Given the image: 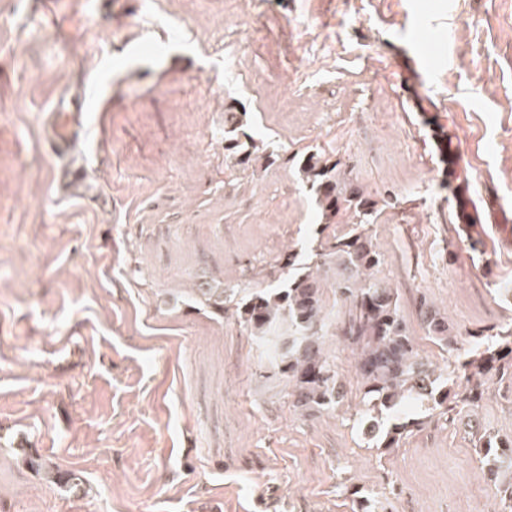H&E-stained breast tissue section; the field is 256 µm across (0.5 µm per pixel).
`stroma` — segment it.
<instances>
[{
	"mask_svg": "<svg viewBox=\"0 0 512 512\" xmlns=\"http://www.w3.org/2000/svg\"><path fill=\"white\" fill-rule=\"evenodd\" d=\"M1 15L0 512H492L464 423L381 453L343 411L293 414L236 316L185 295L202 273L246 285L319 222L292 169L225 159L238 102L262 150L354 164L424 358L442 361L420 296L463 329L512 321V0H0ZM427 29L445 44L409 65ZM77 82L94 191L62 199L41 118ZM448 139L471 226L448 204Z\"/></svg>",
	"mask_w": 512,
	"mask_h": 512,
	"instance_id": "1",
	"label": "stroma"
}]
</instances>
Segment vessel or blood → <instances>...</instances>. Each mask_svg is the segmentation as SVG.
Returning <instances> with one entry per match:
<instances>
[{
	"mask_svg": "<svg viewBox=\"0 0 512 512\" xmlns=\"http://www.w3.org/2000/svg\"><path fill=\"white\" fill-rule=\"evenodd\" d=\"M86 103L84 87L61 92L42 123L43 140L58 161L53 181L62 197H84L91 192L80 163L82 113Z\"/></svg>",
	"mask_w": 512,
	"mask_h": 512,
	"instance_id": "1",
	"label": "vessel or blood"
}]
</instances>
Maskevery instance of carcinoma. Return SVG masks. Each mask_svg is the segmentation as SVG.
<instances>
[{"label":"carcinoma","instance_id":"carcinoma-1","mask_svg":"<svg viewBox=\"0 0 512 512\" xmlns=\"http://www.w3.org/2000/svg\"><path fill=\"white\" fill-rule=\"evenodd\" d=\"M258 151L254 138L241 127L224 129V156L239 171L253 167ZM263 158L269 166L296 171L315 200L320 223L313 230L310 257L316 266L288 253L268 273L273 288H224L201 278L188 297L191 307L202 305L217 316L234 311L278 369L288 387L291 412L334 411L346 387L336 372L335 356L325 347L323 329L331 312L323 294L332 287L335 299L347 307L348 316L336 330L354 356L361 387L354 427L374 447L386 450L400 447L434 417L468 419L473 447L485 460L502 512H512V434L492 435L477 417L491 385L512 391V325L492 335L484 327L472 329L461 346L448 315L421 299L417 318L448 354V370H437L419 355L394 289L377 277L383 256L362 225L377 217L378 200L358 182L350 165L318 146L289 155L270 151ZM448 191L455 211L466 213L468 198L451 148ZM338 224L355 228L338 234Z\"/></svg>","mask_w":512,"mask_h":512}]
</instances>
